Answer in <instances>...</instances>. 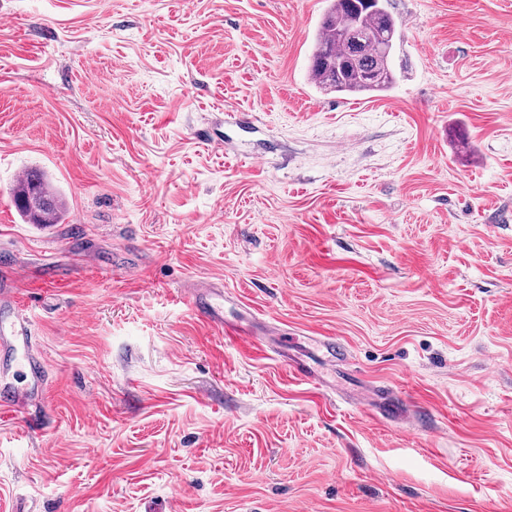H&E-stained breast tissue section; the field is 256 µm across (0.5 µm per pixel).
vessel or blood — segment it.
I'll use <instances>...</instances> for the list:
<instances>
[{
    "label": "vessel or blood",
    "instance_id": "vessel-or-blood-1",
    "mask_svg": "<svg viewBox=\"0 0 512 512\" xmlns=\"http://www.w3.org/2000/svg\"><path fill=\"white\" fill-rule=\"evenodd\" d=\"M195 309L206 319L221 321L224 296L220 291L200 286L191 292ZM20 301L10 288L0 289V348L8 349L27 370L29 385L0 390V407L42 399L45 377V359L36 344L29 324L23 314L18 313Z\"/></svg>",
    "mask_w": 512,
    "mask_h": 512
}]
</instances>
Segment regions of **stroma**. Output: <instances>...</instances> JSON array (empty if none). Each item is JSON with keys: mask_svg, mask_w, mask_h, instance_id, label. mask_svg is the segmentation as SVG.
<instances>
[{"mask_svg": "<svg viewBox=\"0 0 512 512\" xmlns=\"http://www.w3.org/2000/svg\"><path fill=\"white\" fill-rule=\"evenodd\" d=\"M327 5L0 0V512H512V0H392L374 96L310 82ZM14 203L30 224H59L65 200L41 171L31 170L11 189ZM0 288V308L6 312L0 319V348H7L12 352L15 359L27 369L31 382V385L28 383L25 387L0 390V407L4 409L43 398L45 359L34 341L28 321L21 313L20 301L14 288H6V285ZM194 308L206 319L223 323L222 309L224 295L220 291L207 286L195 287L191 292ZM224 324V323H223Z\"/></svg>", "mask_w": 512, "mask_h": 512, "instance_id": "stroma-1", "label": "stroma"}]
</instances>
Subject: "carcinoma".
I'll list each match as a JSON object with an SVG mask.
<instances>
[{"mask_svg":"<svg viewBox=\"0 0 512 512\" xmlns=\"http://www.w3.org/2000/svg\"><path fill=\"white\" fill-rule=\"evenodd\" d=\"M388 0H331L314 41L311 81L327 93L372 95L396 82L393 55L401 40ZM14 203L30 224L60 223L65 200L42 172L32 170L12 188Z\"/></svg>","mask_w":512,"mask_h":512,"instance_id":"obj_1","label":"carcinoma"}]
</instances>
